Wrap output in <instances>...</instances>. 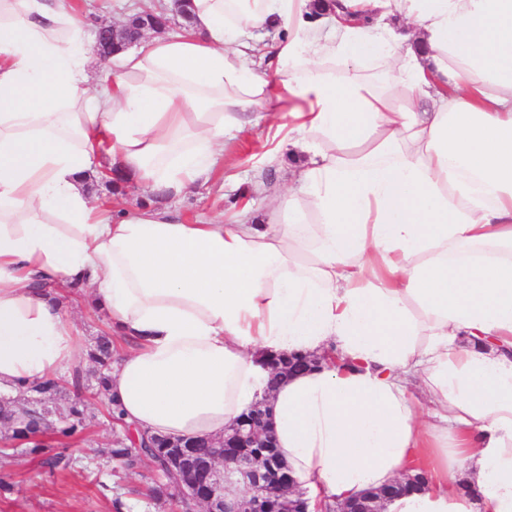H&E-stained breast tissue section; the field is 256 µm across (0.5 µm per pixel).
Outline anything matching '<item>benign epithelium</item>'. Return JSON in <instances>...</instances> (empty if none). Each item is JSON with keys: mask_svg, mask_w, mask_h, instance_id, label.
I'll return each instance as SVG.
<instances>
[{"mask_svg": "<svg viewBox=\"0 0 512 512\" xmlns=\"http://www.w3.org/2000/svg\"><path fill=\"white\" fill-rule=\"evenodd\" d=\"M149 16L146 10L128 25L98 27L95 45L106 53L116 43L128 47L137 43L145 31L156 28ZM253 411L259 413L258 418L246 415L225 428L214 456L198 458L192 452L193 445L186 443L167 461L172 471L190 469L199 476L191 485L177 483L178 499L202 506L204 512H308V502L296 493L295 483L274 447L270 408L260 402ZM234 485L243 487L242 495H230ZM398 490L393 486L345 505L323 506L321 512H383V503Z\"/></svg>", "mask_w": 512, "mask_h": 512, "instance_id": "benign-epithelium-1", "label": "benign epithelium"}]
</instances>
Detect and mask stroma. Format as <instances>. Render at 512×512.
<instances>
[{
    "instance_id": "1",
    "label": "stroma",
    "mask_w": 512,
    "mask_h": 512,
    "mask_svg": "<svg viewBox=\"0 0 512 512\" xmlns=\"http://www.w3.org/2000/svg\"><path fill=\"white\" fill-rule=\"evenodd\" d=\"M154 3L155 0H71L74 10L85 19L81 37L87 42L100 20ZM265 136L261 127L240 133L226 146L206 186L166 198L165 206L180 211L188 220H206L243 205L246 197L252 196L253 185H287L293 157H285L278 168L262 169L256 164L265 149ZM71 310L80 350L88 352L97 337L107 332V318L79 297L73 299ZM87 400L89 416L85 427L66 444L68 454L75 460L72 469H51L21 450L0 454V480L11 486L10 491L0 492V512H113L117 500L123 503V512H177L167 501L146 497L147 484L156 475L151 462L123 471L113 469L100 457V450L111 447L124 431L122 426L109 423L100 398L91 394Z\"/></svg>"
}]
</instances>
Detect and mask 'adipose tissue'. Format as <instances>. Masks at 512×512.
I'll use <instances>...</instances> for the list:
<instances>
[{
    "mask_svg": "<svg viewBox=\"0 0 512 512\" xmlns=\"http://www.w3.org/2000/svg\"><path fill=\"white\" fill-rule=\"evenodd\" d=\"M191 3L94 67L70 0H0V389L75 361L30 282L77 283L128 345L107 399L135 432L220 439L265 398L312 502L416 469L384 512H512V0ZM264 122L261 165L305 159L230 215L85 190L181 195ZM272 354L322 361L274 385ZM107 179H94L90 183V189L94 192L100 204L106 207L116 205L120 206H137L142 200L149 198V194L145 192L139 185L128 184L124 192H115L111 182Z\"/></svg>",
    "mask_w": 512,
    "mask_h": 512,
    "instance_id": "adipose-tissue-1",
    "label": "adipose tissue"
}]
</instances>
